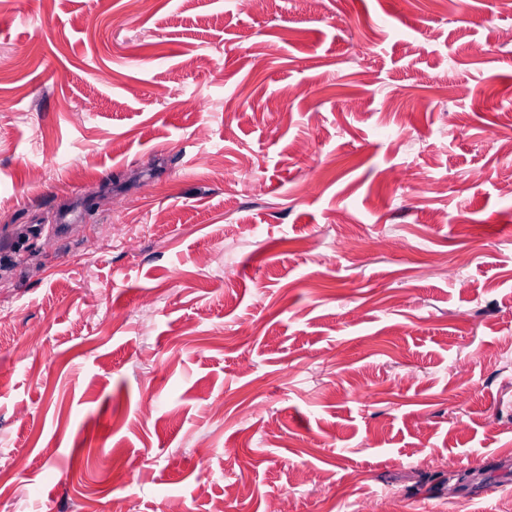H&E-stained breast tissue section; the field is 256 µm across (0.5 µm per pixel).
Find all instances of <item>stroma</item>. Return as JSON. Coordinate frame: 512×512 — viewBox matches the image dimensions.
I'll use <instances>...</instances> for the list:
<instances>
[{
    "instance_id": "obj_1",
    "label": "stroma",
    "mask_w": 512,
    "mask_h": 512,
    "mask_svg": "<svg viewBox=\"0 0 512 512\" xmlns=\"http://www.w3.org/2000/svg\"><path fill=\"white\" fill-rule=\"evenodd\" d=\"M239 3L0 0V512H497L512 0Z\"/></svg>"
}]
</instances>
